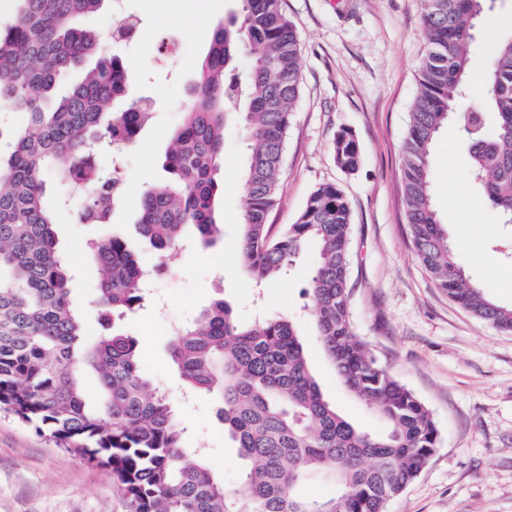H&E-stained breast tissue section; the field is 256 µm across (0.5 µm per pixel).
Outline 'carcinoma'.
<instances>
[{
    "label": "carcinoma",
    "instance_id": "1",
    "mask_svg": "<svg viewBox=\"0 0 512 512\" xmlns=\"http://www.w3.org/2000/svg\"><path fill=\"white\" fill-rule=\"evenodd\" d=\"M0 27V107L24 127L0 153V414L32 426L56 447L109 471L131 512H386L388 502L427 467L440 445L428 406L390 374L356 335L350 312L351 209L343 191L319 185L298 220L273 236L267 219L278 198L288 129L297 102L300 45L282 0H238L239 15L213 25L189 105L173 130L163 168L168 179L144 193L137 221L163 258L186 230L205 246L221 235L214 206L224 192V124L240 117L249 151L236 262L255 285L286 274L306 251L318 254L307 293L321 345L345 389L374 412L383 430L342 415L311 374L298 323L268 315L242 326L222 299L174 332L170 357L188 391L217 396L224 433L242 460L243 495L202 457L187 458L173 403L149 393L137 341L116 329L86 342L71 301V275L45 202L48 174L65 170L81 194L84 219L111 220L121 181L95 159L105 145L132 142L149 115L130 96L124 62L103 51L80 21L105 0H15ZM487 0H425L427 42L402 157L413 245L437 287L475 317L512 332V306L495 302L458 262L430 188L439 130L459 115L467 90L473 30ZM94 65L77 83L69 73ZM482 106L461 116L468 176L481 197L512 224V32L502 35L483 77ZM496 116L489 128L487 114ZM338 166L354 171L359 148L346 132L333 143ZM97 303L121 319L142 302L146 272L128 243L104 236L89 244ZM95 367L103 397L86 404L81 367ZM312 476L336 493L298 494Z\"/></svg>",
    "mask_w": 512,
    "mask_h": 512
}]
</instances>
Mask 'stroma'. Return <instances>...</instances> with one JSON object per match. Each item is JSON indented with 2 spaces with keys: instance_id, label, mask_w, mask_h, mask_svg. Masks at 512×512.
I'll return each mask as SVG.
<instances>
[{
  "instance_id": "35a3bbf8",
  "label": "stroma",
  "mask_w": 512,
  "mask_h": 512,
  "mask_svg": "<svg viewBox=\"0 0 512 512\" xmlns=\"http://www.w3.org/2000/svg\"><path fill=\"white\" fill-rule=\"evenodd\" d=\"M159 0H107L85 19L105 31L131 16L139 29L107 53L122 57L137 98L150 120L136 139L99 157L117 168L123 191L107 231L135 246L143 265L159 262L142 246L137 220L144 191L161 178L170 132L188 105L187 90L209 46L212 24L237 14V0L199 24L160 13ZM301 46V90L288 131L279 202L272 232L295 223L312 191L338 184L351 207L350 310L354 330L380 363L429 407L441 444L420 476L388 505L387 512H512V333L474 317L436 286L413 247L401 180L402 149L425 51L424 0H284ZM512 29V0H494L474 31L469 65L472 83L465 108L483 98L482 76L498 35ZM178 33L182 51L161 53ZM351 132L359 145L356 171L336 164L333 142ZM468 144L459 120L440 132L431 156L435 209L467 274L490 284L493 299L512 305V224L468 180ZM241 187L225 189L214 219L223 235L203 246L186 235L165 274L152 281L150 297L123 323L134 336L140 365L154 387L176 406L187 425L189 448L201 449L214 473L242 489L238 450L224 433L218 408L205 395H185L167 344L178 324L212 301L228 302L241 323L260 313L297 318L310 364L324 393L364 429L381 421L341 384L327 360L304 288L313 253L296 270L262 287L238 268ZM46 202L57 210L60 253L71 271V299L88 338L104 332L95 304L98 273L87 253L97 225L81 218L79 196L58 175L47 182ZM0 512H129L127 500L106 470L63 452L32 427L0 416Z\"/></svg>"
}]
</instances>
